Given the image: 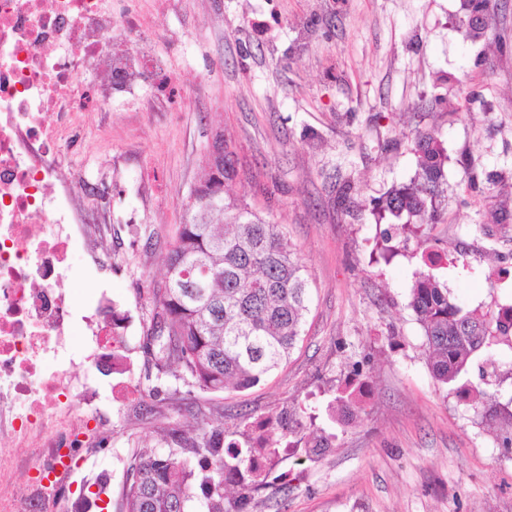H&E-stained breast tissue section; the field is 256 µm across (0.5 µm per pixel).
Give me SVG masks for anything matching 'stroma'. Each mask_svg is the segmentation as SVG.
<instances>
[{
    "label": "stroma",
    "instance_id": "1",
    "mask_svg": "<svg viewBox=\"0 0 512 512\" xmlns=\"http://www.w3.org/2000/svg\"><path fill=\"white\" fill-rule=\"evenodd\" d=\"M459 0H112L135 11L134 56L162 55L177 90L151 79L84 112L63 175L97 185L111 218L102 278L130 328L134 394L104 389V512H122L136 451L170 429L191 433L288 413L295 432L275 463L287 482L254 492L250 512H512V407L490 417L440 388L408 306L425 242L454 261L438 270L467 308L512 303V0H497L488 39L459 26ZM455 95L448 107L443 98ZM435 132L448 150L443 221L377 260L386 229L372 209L416 169L411 139ZM236 175L224 191L282 225L310 277L302 341L260 385L203 394L159 374L145 349L153 287L179 225L208 180L218 144ZM466 257V265L456 257ZM368 382L358 416L328 414L336 385ZM321 451H312L313 442Z\"/></svg>",
    "mask_w": 512,
    "mask_h": 512
}]
</instances>
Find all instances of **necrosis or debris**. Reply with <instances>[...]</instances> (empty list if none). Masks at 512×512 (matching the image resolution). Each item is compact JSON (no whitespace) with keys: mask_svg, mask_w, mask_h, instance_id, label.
<instances>
[{"mask_svg":"<svg viewBox=\"0 0 512 512\" xmlns=\"http://www.w3.org/2000/svg\"><path fill=\"white\" fill-rule=\"evenodd\" d=\"M109 0H0V512H74L72 488L105 426L86 363L117 384L133 378L109 289L86 277L65 287L74 244L94 234L96 190L56 185L63 133L77 113L107 111L139 78L173 91L160 57L114 53ZM105 72L106 81L87 75ZM85 331L89 357L68 338Z\"/></svg>","mask_w":512,"mask_h":512,"instance_id":"4bbe7bcc","label":"necrosis or debris"}]
</instances>
